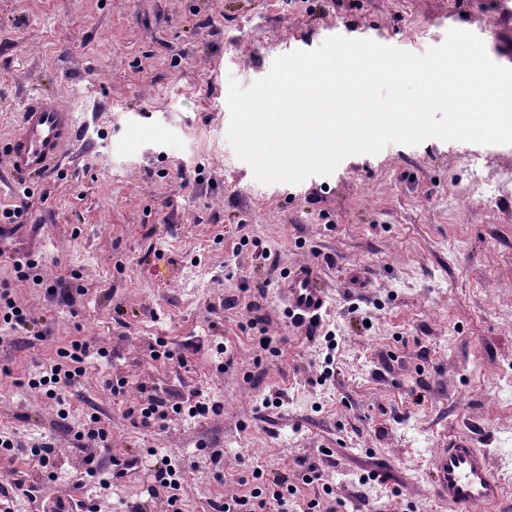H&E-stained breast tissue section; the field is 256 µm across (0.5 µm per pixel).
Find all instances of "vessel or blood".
Listing matches in <instances>:
<instances>
[{
  "instance_id": "vessel-or-blood-1",
  "label": "vessel or blood",
  "mask_w": 512,
  "mask_h": 512,
  "mask_svg": "<svg viewBox=\"0 0 512 512\" xmlns=\"http://www.w3.org/2000/svg\"><path fill=\"white\" fill-rule=\"evenodd\" d=\"M78 127L72 112L54 103L30 100L23 109L19 128L6 146L11 169L18 174L41 173L59 161L64 147L76 140ZM288 310L306 321L319 316L327 305V294L314 266L299 264L284 278ZM434 495L459 512H479L499 503L503 483L486 450L468 436L449 439L433 458Z\"/></svg>"
}]
</instances>
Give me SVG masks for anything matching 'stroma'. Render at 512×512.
Returning <instances> with one entry per match:
<instances>
[{"instance_id":"stroma-1","label":"stroma","mask_w":512,"mask_h":512,"mask_svg":"<svg viewBox=\"0 0 512 512\" xmlns=\"http://www.w3.org/2000/svg\"><path fill=\"white\" fill-rule=\"evenodd\" d=\"M497 16V0H0V147L35 97L79 127L44 175L0 174V225L13 211L37 227L32 254L0 253V292L32 317L19 338L0 325V435L56 448L49 471L0 455V491L214 512L258 468L287 478L298 512H454L433 456L471 435L504 482L489 512H512V144H390L263 184L227 138L229 81L251 86L286 45L315 49L337 24L421 55ZM300 262L328 290L334 351L306 342L279 293ZM81 339L111 359L85 358L64 404L32 392ZM143 386L216 410L145 429L129 414ZM92 413L98 455L139 458L106 488L75 440ZM153 448L187 472L175 504ZM372 470L386 482L360 485Z\"/></svg>"}]
</instances>
